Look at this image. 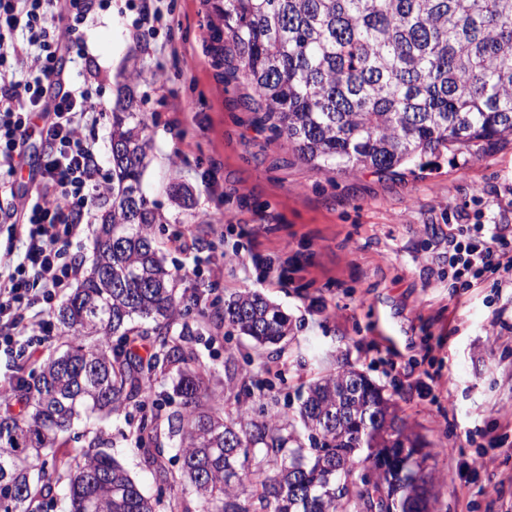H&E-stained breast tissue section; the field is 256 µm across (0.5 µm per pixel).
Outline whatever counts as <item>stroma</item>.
Returning <instances> with one entry per match:
<instances>
[{"label":"stroma","mask_w":512,"mask_h":512,"mask_svg":"<svg viewBox=\"0 0 512 512\" xmlns=\"http://www.w3.org/2000/svg\"><path fill=\"white\" fill-rule=\"evenodd\" d=\"M145 3L155 22L142 41L131 36L135 12L112 0L85 33L88 60L63 68L75 83L99 77L108 110L86 135L98 139L107 173L110 109L128 74L144 75L134 86L151 146L143 191L163 217L157 240L190 242L165 257L181 275L191 344L213 387L234 356L242 404L261 421L296 408L308 382L353 364L394 393L428 442L433 512H512V288L455 294L443 277L456 207L512 222L493 203L494 189L512 183V143L448 151L412 175L316 171L256 122L239 80L216 67L219 21L206 0ZM245 288L288 314L286 343L254 346L218 320ZM264 379L273 390L261 399L253 388ZM144 416L131 406L102 421L104 448L165 501L172 489L131 451ZM496 435L504 445L485 447Z\"/></svg>","instance_id":"obj_1"}]
</instances>
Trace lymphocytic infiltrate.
<instances>
[{
    "instance_id": "f902f5d3",
    "label": "lymphocytic infiltrate",
    "mask_w": 512,
    "mask_h": 512,
    "mask_svg": "<svg viewBox=\"0 0 512 512\" xmlns=\"http://www.w3.org/2000/svg\"><path fill=\"white\" fill-rule=\"evenodd\" d=\"M112 0H0V170L14 175L32 136L45 146L33 188L4 216L24 244L22 262L0 253V350L26 337L37 350L53 335L51 312L80 274L70 248L111 184L84 136L105 105L92 80L72 84L62 58H85L92 8ZM448 227V285L488 281L512 288V225L472 223L457 209Z\"/></svg>"
}]
</instances>
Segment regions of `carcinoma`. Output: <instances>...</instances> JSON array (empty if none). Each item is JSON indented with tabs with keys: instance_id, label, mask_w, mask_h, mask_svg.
I'll list each match as a JSON object with an SVG mask.
<instances>
[{
	"instance_id": "obj_1",
	"label": "carcinoma",
	"mask_w": 512,
	"mask_h": 512,
	"mask_svg": "<svg viewBox=\"0 0 512 512\" xmlns=\"http://www.w3.org/2000/svg\"><path fill=\"white\" fill-rule=\"evenodd\" d=\"M251 90L247 105L318 171L403 175L427 156L512 141V0H213ZM133 90L112 112V204L95 259L55 311L59 343L0 395V512L53 498L47 468L70 472L65 512H157L125 466L92 438L61 456L84 416L146 405L173 377L178 406H152L134 447L155 480L180 491L167 512H430L431 457L393 395L350 364L310 383L291 413L241 410L225 361L224 402L197 366L177 273L160 255L162 223L142 190L149 140ZM224 324L259 345L291 332L281 308L244 290ZM118 337L120 344L112 345ZM149 341L144 357L124 345Z\"/></svg>"
}]
</instances>
